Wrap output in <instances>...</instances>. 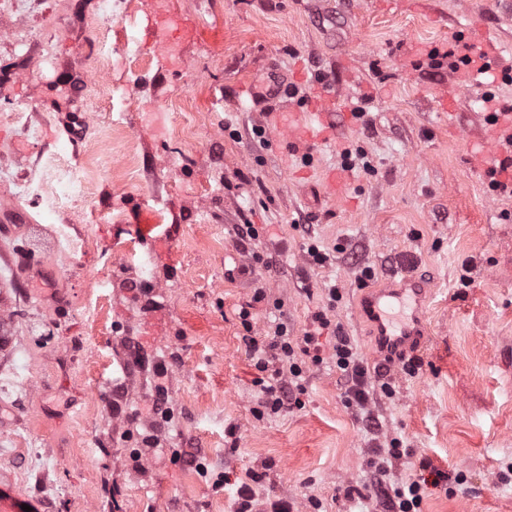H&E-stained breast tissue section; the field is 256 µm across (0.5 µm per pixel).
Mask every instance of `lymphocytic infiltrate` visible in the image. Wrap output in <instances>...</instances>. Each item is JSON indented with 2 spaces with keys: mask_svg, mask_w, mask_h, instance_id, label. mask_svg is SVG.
Masks as SVG:
<instances>
[{
  "mask_svg": "<svg viewBox=\"0 0 512 512\" xmlns=\"http://www.w3.org/2000/svg\"><path fill=\"white\" fill-rule=\"evenodd\" d=\"M239 318L248 335L244 339L256 370L254 384L261 396L253 413L256 418L275 415L303 407V395L307 388L306 373L309 367L320 366L325 359H332L337 372L344 380V403L359 413L369 429H378L371 403L375 392L392 396L393 390L380 368L368 365L359 353L353 339L347 336L341 325L333 322L326 311L317 312L304 335L292 336L285 323H276L271 336L257 339L251 336L252 313L249 307H241ZM334 340L331 352H324L321 336ZM372 465L377 476L376 489L386 502L390 512H418L426 487L438 486L444 481L441 471L431 470L429 477L411 481L404 487L388 486L385 478L389 461L402 458L398 446L373 448Z\"/></svg>",
  "mask_w": 512,
  "mask_h": 512,
  "instance_id": "obj_1",
  "label": "lymphocytic infiltrate"
}]
</instances>
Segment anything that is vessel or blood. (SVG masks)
<instances>
[{
	"mask_svg": "<svg viewBox=\"0 0 512 512\" xmlns=\"http://www.w3.org/2000/svg\"><path fill=\"white\" fill-rule=\"evenodd\" d=\"M469 35L478 48L472 62L460 73L462 83L475 81L479 76L494 72L498 55L494 43L480 23H473ZM270 130L288 132L289 136L306 143L330 140L333 122L330 113L317 109L298 119L296 113H276L268 123ZM429 290L411 278L369 289L361 300V314L371 323L379 350L392 356L406 354L420 347L425 335L424 311Z\"/></svg>",
	"mask_w": 512,
	"mask_h": 512,
	"instance_id": "b4317fda",
	"label": "vessel or blood"
}]
</instances>
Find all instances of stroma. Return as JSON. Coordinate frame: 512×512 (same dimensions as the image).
Returning <instances> with one entry per match:
<instances>
[{
  "label": "stroma",
  "mask_w": 512,
  "mask_h": 512,
  "mask_svg": "<svg viewBox=\"0 0 512 512\" xmlns=\"http://www.w3.org/2000/svg\"><path fill=\"white\" fill-rule=\"evenodd\" d=\"M92 2L0 0V113L33 126L0 122V211L26 217L0 222V430L38 451L28 466L0 446V512H236L245 481L258 512L274 497L387 512L332 364L307 371L303 408L255 418L239 309L264 291L259 338L274 300L292 336L328 311L378 366L358 300L405 277L433 297L418 373L391 363L394 393L372 405L381 443L408 450L388 480L428 462L448 481L420 512H512V193L469 167L512 81L462 89L430 55L477 21L511 69L512 0H112L108 17ZM324 86L330 142L254 137L266 112L311 111ZM72 112L88 117L76 145ZM347 151L367 164L338 197L326 176ZM39 157L81 166L79 203L51 224L28 176ZM244 222L271 267L237 248ZM311 243L335 261L311 265Z\"/></svg>",
  "instance_id": "35a3bbf8"
}]
</instances>
